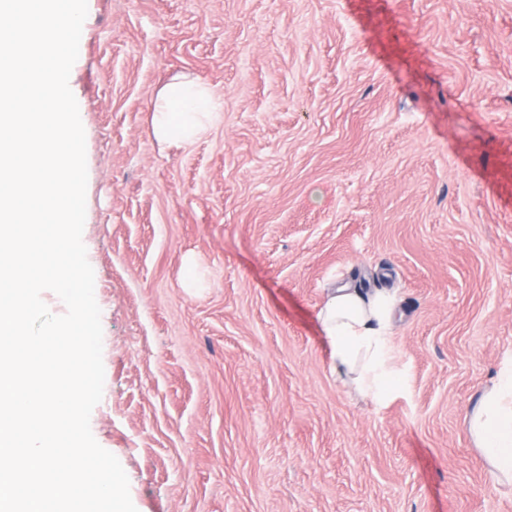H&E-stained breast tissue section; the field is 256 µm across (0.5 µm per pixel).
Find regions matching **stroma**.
<instances>
[{"instance_id":"stroma-1","label":"stroma","mask_w":512,"mask_h":512,"mask_svg":"<svg viewBox=\"0 0 512 512\" xmlns=\"http://www.w3.org/2000/svg\"><path fill=\"white\" fill-rule=\"evenodd\" d=\"M182 77L223 114L176 146ZM70 88L137 512H512L465 427L512 352V0H88ZM346 283L399 299L383 405L329 367ZM152 110L155 136L177 146L193 142L221 116L209 87L194 80L167 84Z\"/></svg>"}]
</instances>
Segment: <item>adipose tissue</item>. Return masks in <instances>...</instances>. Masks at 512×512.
<instances>
[{"label": "adipose tissue", "instance_id": "1", "mask_svg": "<svg viewBox=\"0 0 512 512\" xmlns=\"http://www.w3.org/2000/svg\"><path fill=\"white\" fill-rule=\"evenodd\" d=\"M219 118L209 87L193 80L167 84L153 101V132L169 144L193 142ZM396 307L388 290L340 288L318 314L337 379L378 404L391 400L403 381L392 343ZM466 429L493 481L512 483V353L504 355L495 381L468 413Z\"/></svg>", "mask_w": 512, "mask_h": 512}]
</instances>
